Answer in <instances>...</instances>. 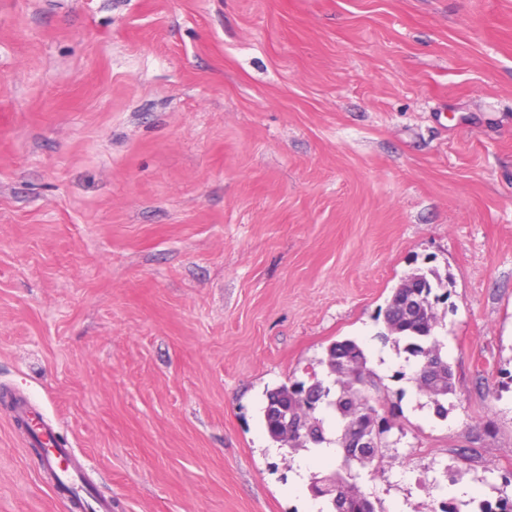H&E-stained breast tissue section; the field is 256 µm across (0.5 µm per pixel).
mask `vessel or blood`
Instances as JSON below:
<instances>
[{"label": "vessel or blood", "mask_w": 512, "mask_h": 512, "mask_svg": "<svg viewBox=\"0 0 512 512\" xmlns=\"http://www.w3.org/2000/svg\"><path fill=\"white\" fill-rule=\"evenodd\" d=\"M17 417L28 428L33 443L44 447L42 456L44 469L51 474L53 482L50 486L55 496L68 501L72 512H112V501L108 498L86 499L78 482L80 473L75 467H61L62 458L72 457L69 448H59L54 444L55 428L46 415L30 402H20Z\"/></svg>", "instance_id": "obj_1"}]
</instances>
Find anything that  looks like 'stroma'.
Returning <instances> with one entry per match:
<instances>
[{
    "mask_svg": "<svg viewBox=\"0 0 512 512\" xmlns=\"http://www.w3.org/2000/svg\"><path fill=\"white\" fill-rule=\"evenodd\" d=\"M418 268L449 294L444 418L380 337ZM342 339L401 398L364 492L502 487L512 0H0V395L45 409L93 494L305 512L262 409ZM0 512H67L2 408Z\"/></svg>",
    "mask_w": 512,
    "mask_h": 512,
    "instance_id": "obj_1",
    "label": "stroma"
}]
</instances>
